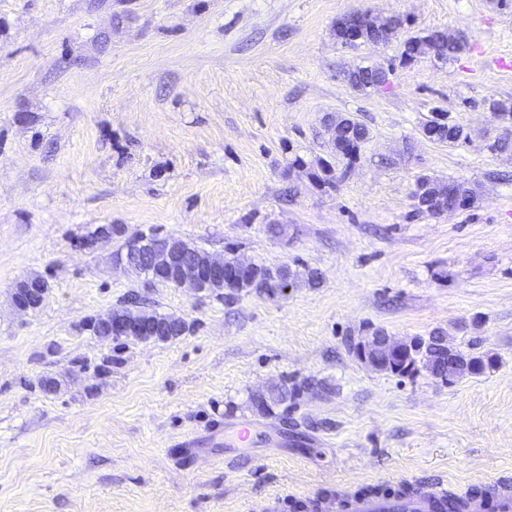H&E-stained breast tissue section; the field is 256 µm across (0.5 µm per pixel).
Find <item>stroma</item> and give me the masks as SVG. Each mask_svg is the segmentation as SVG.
Wrapping results in <instances>:
<instances>
[{"mask_svg": "<svg viewBox=\"0 0 512 512\" xmlns=\"http://www.w3.org/2000/svg\"><path fill=\"white\" fill-rule=\"evenodd\" d=\"M366 11L404 24L341 48L337 18ZM435 29L466 50L401 64ZM358 65L386 85L353 90ZM492 99L512 102V0H0V512H330L365 486L512 480V156L491 149ZM435 112L470 141L425 139ZM329 114L370 130L333 190L290 166L330 158ZM422 176L467 180L476 205L415 211ZM101 224L321 283L231 300L149 284L114 266L120 240L81 248ZM32 275L47 297L16 314ZM130 305L187 329L89 330ZM377 330L496 365L451 384L382 372L354 353ZM287 381L296 402L258 413Z\"/></svg>", "mask_w": 512, "mask_h": 512, "instance_id": "obj_1", "label": "stroma"}]
</instances>
